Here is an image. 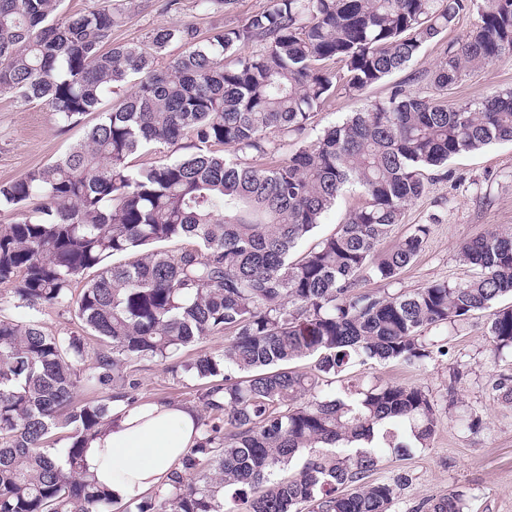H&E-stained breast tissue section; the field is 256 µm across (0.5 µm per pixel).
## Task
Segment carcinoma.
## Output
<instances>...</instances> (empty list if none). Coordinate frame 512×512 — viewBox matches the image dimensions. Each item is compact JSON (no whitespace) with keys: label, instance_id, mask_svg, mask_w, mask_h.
<instances>
[{"label":"carcinoma","instance_id":"1","mask_svg":"<svg viewBox=\"0 0 512 512\" xmlns=\"http://www.w3.org/2000/svg\"><path fill=\"white\" fill-rule=\"evenodd\" d=\"M63 2L0 0V92L48 105L64 128L97 114L63 156L0 183V215H12L0 219V285L31 312L25 322L0 315V512H106L112 496L86 472L84 451L112 422L110 402L133 399L132 365L216 335L224 351L184 364L205 382L195 447L166 489L124 512H224L228 488L237 512H389L404 482L369 480L379 448L426 447L433 401L420 386L325 388L358 361L421 365L433 346L424 329L512 296L511 229L459 246L478 268L470 280L357 291L397 279L422 250L425 225L381 245L425 194L424 172L512 142V88L450 106L396 85L265 167L243 157L281 152L337 90L362 96L463 12L472 31L427 75L436 91L512 58V0H269L204 39L182 24L140 43L112 42L122 5L64 16ZM174 43L183 51L160 66ZM184 139L189 152L172 156ZM141 149L154 160L134 168ZM349 186L365 204L296 253ZM46 305L72 310L99 341L92 375L80 339L41 325ZM488 332L498 353L512 352V307L489 314ZM308 357L314 369L294 367ZM85 380L112 399L76 400ZM422 507L468 512L461 494Z\"/></svg>","mask_w":512,"mask_h":512}]
</instances>
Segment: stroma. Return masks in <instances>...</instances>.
I'll use <instances>...</instances> for the list:
<instances>
[{"label": "stroma", "mask_w": 512, "mask_h": 512, "mask_svg": "<svg viewBox=\"0 0 512 512\" xmlns=\"http://www.w3.org/2000/svg\"><path fill=\"white\" fill-rule=\"evenodd\" d=\"M166 0H123L128 18L112 31L116 43L137 42L160 26L190 24L200 35L212 28L239 23L267 5L268 0H235L231 11H216L199 0H180L178 9L166 10ZM471 14L461 15L444 38L426 44L416 59L366 90L360 98L337 91L315 114L307 136L316 139L327 126L371 102L385 99L393 86L428 96L432 87L423 72L432 69L449 42L467 35ZM512 87V58L465 72L444 96L459 105ZM85 125L60 128L50 108L27 102L11 93H0V182L18 179L50 163L83 139ZM426 225L428 234L417 258L397 280L370 279L361 291L384 295L409 292L434 281H461L475 273L460 261L458 246L495 228L512 229V142H498L452 158L444 175L429 182L425 194L408 206L401 224L395 225L385 247ZM39 319L45 330L80 339L86 353L98 347L95 337L82 329L73 315L55 306L43 307ZM487 312H476L449 329L446 354H434L422 365L367 361L350 368L363 382L398 383L424 387L435 403L441 423L426 447L400 457L384 455L372 472L375 481L402 475L407 479L390 512H415L427 499L464 495L470 512H512V405L498 401L493 382L512 377V359L498 358L487 331ZM140 386L137 404L167 401L197 408L201 381L184 372H171L165 364L143 361L135 366ZM482 418L483 427L472 433L459 421L469 415Z\"/></svg>", "instance_id": "stroma-1"}]
</instances>
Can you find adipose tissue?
<instances>
[{"instance_id": "1", "label": "adipose tissue", "mask_w": 512, "mask_h": 512, "mask_svg": "<svg viewBox=\"0 0 512 512\" xmlns=\"http://www.w3.org/2000/svg\"><path fill=\"white\" fill-rule=\"evenodd\" d=\"M197 436V414L191 408L169 402L122 408L113 411L111 425L89 443L85 467L114 499H135L166 488Z\"/></svg>"}]
</instances>
